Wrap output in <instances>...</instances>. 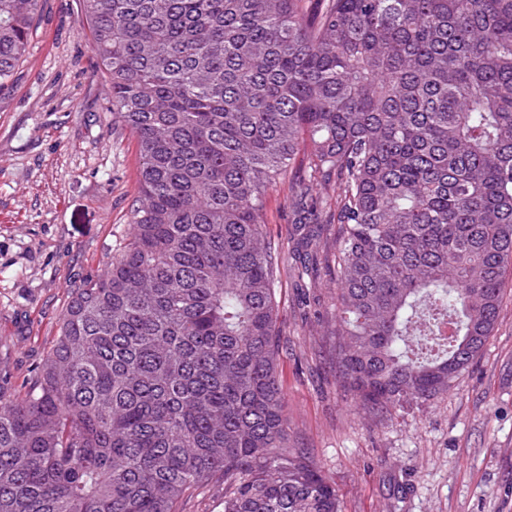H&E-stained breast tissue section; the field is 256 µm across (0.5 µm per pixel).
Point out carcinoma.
<instances>
[{
	"label": "carcinoma",
	"instance_id": "obj_1",
	"mask_svg": "<svg viewBox=\"0 0 512 512\" xmlns=\"http://www.w3.org/2000/svg\"><path fill=\"white\" fill-rule=\"evenodd\" d=\"M79 2L136 203L24 396L0 366V512H177L213 478L224 512H342L288 442L264 202L334 266L336 383L447 391L512 272V0ZM40 7L0 0V85Z\"/></svg>",
	"mask_w": 512,
	"mask_h": 512
}]
</instances>
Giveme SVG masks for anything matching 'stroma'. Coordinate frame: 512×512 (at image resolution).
<instances>
[{"mask_svg":"<svg viewBox=\"0 0 512 512\" xmlns=\"http://www.w3.org/2000/svg\"><path fill=\"white\" fill-rule=\"evenodd\" d=\"M78 0H42L25 59L0 87V354L24 393L75 285L101 275L130 232L138 145L80 32ZM287 190L269 193L281 254L278 366L291 441L335 484L342 512H512V278L479 356L420 405L363 408L335 383L321 318L336 284L302 276Z\"/></svg>","mask_w":512,"mask_h":512,"instance_id":"35a3bbf8","label":"stroma"}]
</instances>
